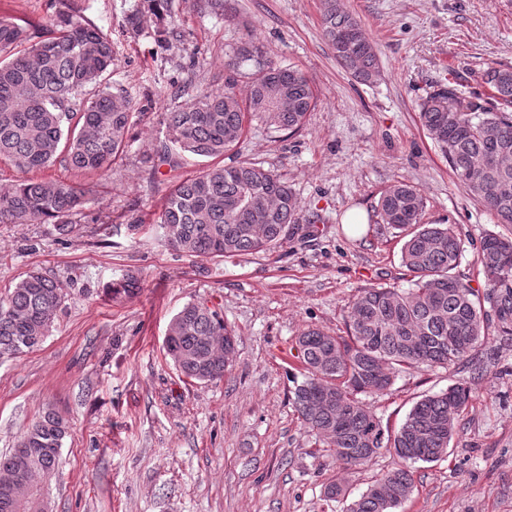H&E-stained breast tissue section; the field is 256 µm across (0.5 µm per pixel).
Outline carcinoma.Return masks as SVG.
<instances>
[{
	"instance_id": "1",
	"label": "carcinoma",
	"mask_w": 512,
	"mask_h": 512,
	"mask_svg": "<svg viewBox=\"0 0 512 512\" xmlns=\"http://www.w3.org/2000/svg\"><path fill=\"white\" fill-rule=\"evenodd\" d=\"M157 19L154 38L169 42L162 23L171 0H143ZM322 32L336 60L363 82L379 73L374 44L361 22L339 0H322ZM51 33L21 53L32 39L28 23L0 14V161L22 172L61 158L80 173L102 175L128 147L136 103L112 87L110 35L82 15L59 10ZM237 75L249 80L248 103L224 89L194 97L166 113L167 140L155 150L157 165L176 166V156L216 159L236 150L254 119L296 132L317 103L311 80L297 67L272 60L252 35L232 49ZM482 79L493 91L486 106L446 86L420 104L422 126L447 159L454 176L480 198L498 224H512V70L489 66ZM91 189L57 180L24 179L0 187V224L56 225L69 231ZM426 199L409 182L379 197L382 223L403 239L401 264L412 287L363 288L350 301L346 335L309 328L297 339L306 375L294 390L302 423L324 438L336 461L326 483L329 499L346 500L343 474L364 466L380 450L405 465L391 470L347 505L346 512H394L412 493L406 463L433 462L448 454L471 390L455 384L418 400L391 432L358 398L388 389L402 371L471 362L488 333L512 342V239L486 234L477 262L485 287L473 288L459 270L464 247L452 225L423 222ZM157 223L168 245L190 257L224 259L283 246L299 228L292 189L273 171L243 160L207 164L168 193ZM140 289L128 271L107 288L130 298ZM67 298L65 284L31 271L0 297V362L43 343ZM164 349L181 375L199 382L224 377L236 359L235 334L217 311L189 302L169 323ZM336 392V406L321 405L318 392ZM65 420L39 415L14 448L0 454V472L23 471L22 480L0 481V512H49L44 487L58 472Z\"/></svg>"
}]
</instances>
